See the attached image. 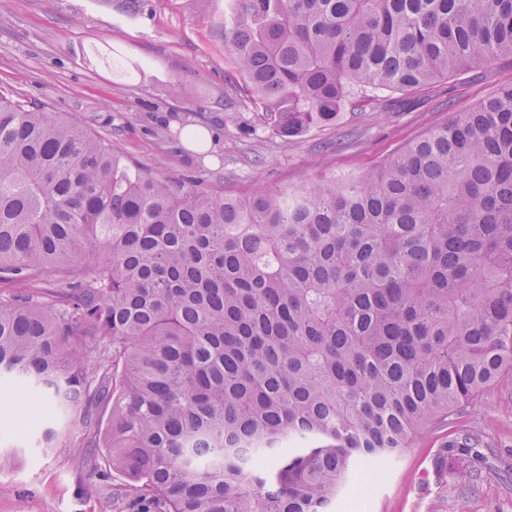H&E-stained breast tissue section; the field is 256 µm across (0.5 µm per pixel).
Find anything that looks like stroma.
<instances>
[{
	"mask_svg": "<svg viewBox=\"0 0 512 512\" xmlns=\"http://www.w3.org/2000/svg\"><path fill=\"white\" fill-rule=\"evenodd\" d=\"M229 0H0V95L81 122L126 160L177 180L238 196L284 190L304 179L365 173L405 144L512 83V59L459 71L410 92L386 93L363 112L283 139L262 121L246 77L224 44ZM209 130L197 152L188 126ZM25 388L0 381V512H131L127 475L106 448H78L77 425L57 423L54 447H38L18 404ZM471 435L468 455L441 458ZM371 512H512V379L476 407L414 437L381 464Z\"/></svg>",
	"mask_w": 512,
	"mask_h": 512,
	"instance_id": "35a3bbf8",
	"label": "stroma"
}]
</instances>
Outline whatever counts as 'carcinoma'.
<instances>
[{"mask_svg": "<svg viewBox=\"0 0 512 512\" xmlns=\"http://www.w3.org/2000/svg\"><path fill=\"white\" fill-rule=\"evenodd\" d=\"M232 2L285 139L512 58V0ZM0 281V377L43 399L25 425L86 439L112 404L136 512H329L353 465L512 378V83L371 171L248 197L0 97Z\"/></svg>", "mask_w": 512, "mask_h": 512, "instance_id": "cac0c4a2", "label": "carcinoma"}]
</instances>
